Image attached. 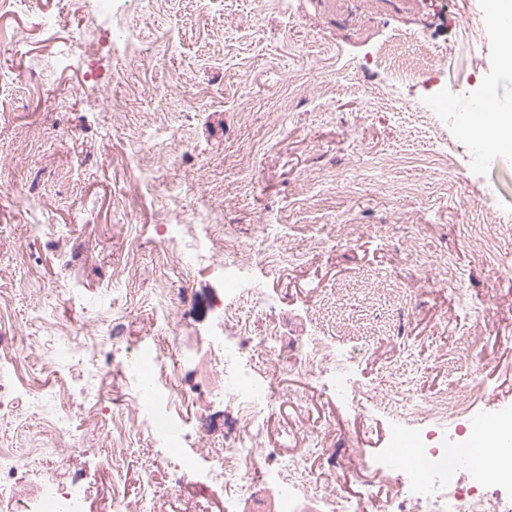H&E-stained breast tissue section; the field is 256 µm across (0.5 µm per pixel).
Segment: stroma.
Here are the masks:
<instances>
[{
    "label": "stroma",
    "mask_w": 512,
    "mask_h": 512,
    "mask_svg": "<svg viewBox=\"0 0 512 512\" xmlns=\"http://www.w3.org/2000/svg\"><path fill=\"white\" fill-rule=\"evenodd\" d=\"M429 41L422 58L406 37ZM391 56L376 57L381 46ZM497 84L512 106L496 34L473 0H112L111 16L78 0H16L0 11V342L23 361L0 398V450L60 481L93 489L109 512L106 460L129 500L164 512H225L200 484L172 491L154 440L112 439L141 378L127 362L152 337L201 352L231 335L223 251L198 268L164 270L159 235L172 211L206 205L227 248L277 236L283 261L255 269L275 305L241 307L255 336L297 341L324 331L347 349L362 408L336 401L297 360L281 366L264 445L292 454L320 438L340 498L372 488L399 499L377 461L392 438L394 395L470 394L473 419L512 407V150L488 163L469 105ZM448 95L452 109L427 100ZM175 140L154 138L159 129ZM154 170L145 193L139 166ZM344 189H337V182ZM179 184L171 201L165 187ZM28 203L18 202L15 192ZM489 238L494 250L475 247ZM136 260L127 280L119 269ZM187 292L159 318L161 281ZM119 338L106 336L111 321ZM107 360L110 374L84 369ZM174 412L196 430L185 450L221 447L236 418L194 364L169 369ZM102 394L98 410L73 395ZM76 430L58 437L57 414Z\"/></svg>",
    "instance_id": "obj_1"
}]
</instances>
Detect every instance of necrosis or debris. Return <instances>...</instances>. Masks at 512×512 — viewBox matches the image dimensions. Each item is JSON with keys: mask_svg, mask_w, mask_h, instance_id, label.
Listing matches in <instances>:
<instances>
[{"mask_svg": "<svg viewBox=\"0 0 512 512\" xmlns=\"http://www.w3.org/2000/svg\"><path fill=\"white\" fill-rule=\"evenodd\" d=\"M214 222V214L205 207L187 215L177 212L165 224L163 235L167 242H184L183 257L198 265L214 249L212 238L200 236L199 231ZM276 260L275 249L267 237L250 248L234 251L224 264V279L230 286L224 301L225 313H233L244 298L257 311L268 305L267 295L250 280L249 274L259 265ZM170 343L169 337H154L152 349L134 357V366L149 370L155 380L149 391L135 396L134 420L113 422L115 439H122L131 430L156 432L171 418L175 388L158 376L169 358ZM286 349L270 336H241L219 345L217 362L203 364L202 372L208 383L233 400L239 414L233 432L224 437L223 448L202 457L182 453L175 441L158 439L157 453L169 465L173 488L195 482L234 494L239 464L250 458L254 461L251 480L272 492L275 512H303L307 502L313 503L314 512H512V495L496 498L475 492V485L483 478L481 470L470 469L466 485H459L456 480L459 466L468 462L473 447L468 442L449 443L441 425L469 414V400L461 393H443L427 403L402 399L396 412L401 427L379 465L396 472L408 490L404 499L388 504L369 491L355 499H339L327 493L322 475L311 472L304 474L302 480H289V471L300 469L301 456L288 457L260 445L265 420L278 403L279 394L276 371L259 372L256 362L257 351L279 355ZM291 349L298 352L307 372L331 388L338 400L355 401L358 391L347 371L349 357L332 339L315 331ZM88 496V490L61 484L51 477L30 480L27 460L0 453L2 507L22 498L28 505L27 512H86Z\"/></svg>", "mask_w": 512, "mask_h": 512, "instance_id": "necrosis-or-debris-1", "label": "necrosis or debris"}]
</instances>
